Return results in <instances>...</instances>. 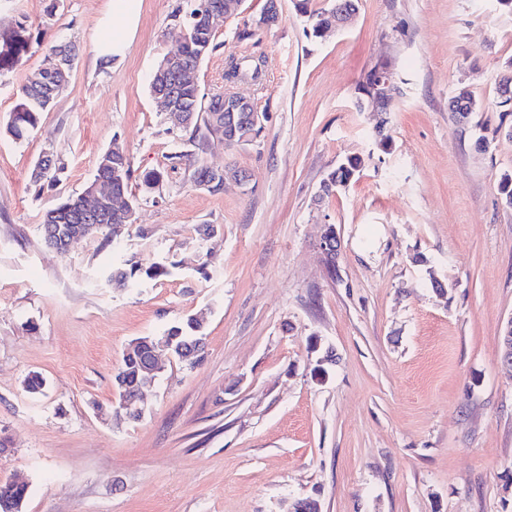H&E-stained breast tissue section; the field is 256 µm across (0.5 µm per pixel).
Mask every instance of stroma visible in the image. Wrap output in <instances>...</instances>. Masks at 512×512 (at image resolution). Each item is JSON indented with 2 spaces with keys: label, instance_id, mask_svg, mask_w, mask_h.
I'll use <instances>...</instances> for the list:
<instances>
[{
  "label": "stroma",
  "instance_id": "35a3bbf8",
  "mask_svg": "<svg viewBox=\"0 0 512 512\" xmlns=\"http://www.w3.org/2000/svg\"><path fill=\"white\" fill-rule=\"evenodd\" d=\"M0 0V27L26 20L78 47L69 81L35 129L3 128L33 45L0 76V478L29 486L22 512H512V112L498 81L512 61V14L495 0H360L353 23L315 39L293 0L275 26L236 38L265 0L219 22L198 72L267 119L251 145L214 143L209 164L245 171L213 194L166 172L185 132L168 130L148 92L179 0H143L126 53L98 61L109 0ZM265 59L260 82L224 78L229 56ZM388 62L389 111L360 110L359 84ZM479 108L460 119L448 99ZM124 144L138 199L120 248L102 236L67 255L47 247L46 210L92 181ZM64 168L33 184L44 153ZM362 160L320 198L327 176ZM165 170L159 189L146 174ZM211 224L201 239L196 228ZM341 241L328 266L319 238ZM169 264L119 285L111 265ZM204 320L202 360L166 358L141 399L116 416L113 376L131 340ZM40 373L42 394L25 391Z\"/></svg>",
  "mask_w": 512,
  "mask_h": 512
}]
</instances>
